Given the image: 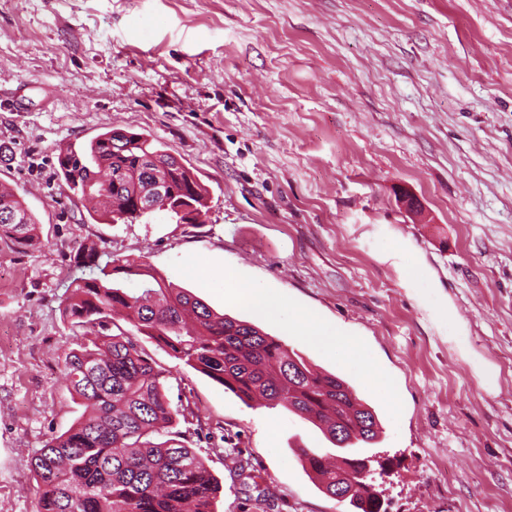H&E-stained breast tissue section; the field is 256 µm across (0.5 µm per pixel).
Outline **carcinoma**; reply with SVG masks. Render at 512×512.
Wrapping results in <instances>:
<instances>
[{
  "label": "carcinoma",
  "mask_w": 512,
  "mask_h": 512,
  "mask_svg": "<svg viewBox=\"0 0 512 512\" xmlns=\"http://www.w3.org/2000/svg\"><path fill=\"white\" fill-rule=\"evenodd\" d=\"M110 129L85 149L58 156L59 175L81 194L90 217L131 224L139 217L128 206L141 198L150 179L142 160L152 157L176 198L192 208L200 223L208 209V190L191 169L176 163L158 139L131 133L125 140ZM0 234L31 244L38 224L23 199L0 191ZM80 244L72 265L76 277L62 300L63 319L85 332L64 355L69 391L85 407L64 433L53 437L32 460L38 483L37 512H214L218 481L176 429L173 407L161 373L140 347L139 336L154 340L175 359L207 376L245 404L288 411L318 427L336 446V462L311 448L299 449L303 467L319 489L336 494L342 472H366L378 443L375 410L364 401L353 406L350 385L314 369L295 350L257 326L215 312L185 288H174L155 269L134 259L108 258ZM142 277L126 288L114 275ZM126 313L135 331H113L112 314ZM350 512H386L371 476L344 498Z\"/></svg>",
  "instance_id": "1"
}]
</instances>
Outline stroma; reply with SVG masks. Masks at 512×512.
I'll list each match as a JSON object with an SVG mask.
<instances>
[{
    "instance_id": "1",
    "label": "stroma",
    "mask_w": 512,
    "mask_h": 512,
    "mask_svg": "<svg viewBox=\"0 0 512 512\" xmlns=\"http://www.w3.org/2000/svg\"><path fill=\"white\" fill-rule=\"evenodd\" d=\"M0 93V184L40 224L0 236V512H36L31 462L82 412L59 310L82 242L346 380L384 428L386 512H512V0H0ZM109 129L190 167L201 224L89 217L57 156ZM140 345L215 512H348L296 455L335 454L319 429Z\"/></svg>"
}]
</instances>
